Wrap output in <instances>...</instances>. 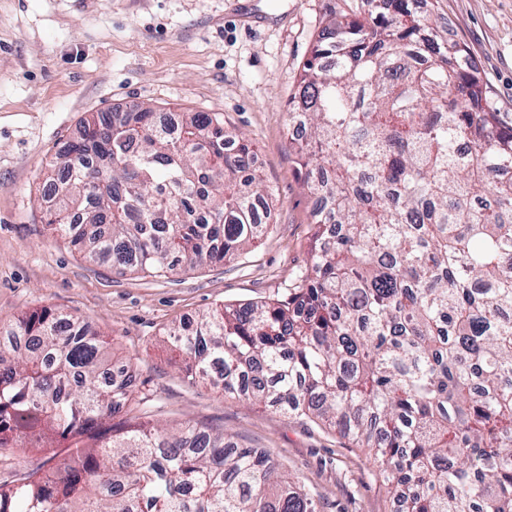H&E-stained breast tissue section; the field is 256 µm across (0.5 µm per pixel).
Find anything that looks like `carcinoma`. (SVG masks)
<instances>
[{
  "label": "carcinoma",
  "mask_w": 512,
  "mask_h": 512,
  "mask_svg": "<svg viewBox=\"0 0 512 512\" xmlns=\"http://www.w3.org/2000/svg\"><path fill=\"white\" fill-rule=\"evenodd\" d=\"M433 13L328 14L289 100L315 148L310 267L173 347L191 381L369 449L396 512H512V121ZM251 153L218 112H93L46 173V224L124 270L220 263L266 228ZM0 336V454L76 449L1 484L0 512H319L270 452L131 406L87 324L44 311Z\"/></svg>",
  "instance_id": "carcinoma-1"
}]
</instances>
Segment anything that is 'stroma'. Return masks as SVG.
<instances>
[{"label":"stroma","mask_w":512,"mask_h":512,"mask_svg":"<svg viewBox=\"0 0 512 512\" xmlns=\"http://www.w3.org/2000/svg\"><path fill=\"white\" fill-rule=\"evenodd\" d=\"M368 0H0V326L52 309L130 365L151 419H190L270 451L321 512H394L368 451L334 430L190 381L172 327L217 306L273 303L310 265L313 198L288 100L328 10ZM512 119V0H435ZM220 112L262 158L268 227L242 256L163 277L82 257L43 221V173L92 112L132 103Z\"/></svg>","instance_id":"obj_1"}]
</instances>
